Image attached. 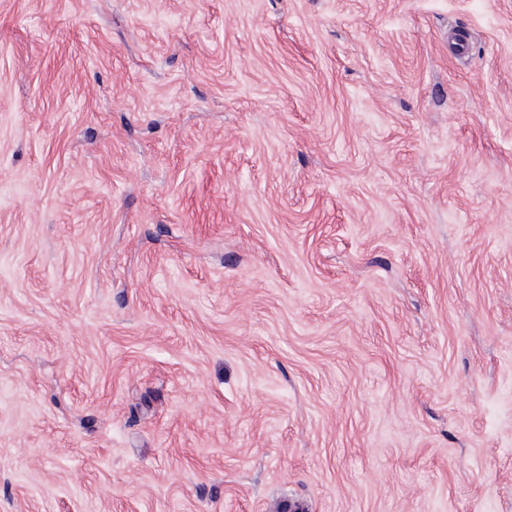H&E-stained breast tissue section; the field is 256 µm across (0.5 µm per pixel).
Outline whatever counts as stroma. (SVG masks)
I'll return each mask as SVG.
<instances>
[{"label": "stroma", "instance_id": "obj_1", "mask_svg": "<svg viewBox=\"0 0 512 512\" xmlns=\"http://www.w3.org/2000/svg\"><path fill=\"white\" fill-rule=\"evenodd\" d=\"M512 512V0H0V512Z\"/></svg>", "mask_w": 512, "mask_h": 512}]
</instances>
